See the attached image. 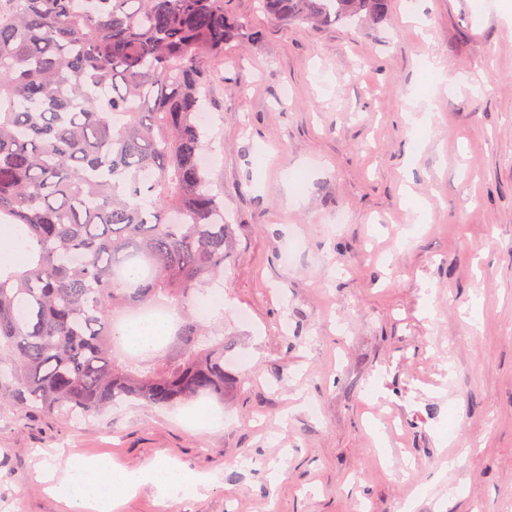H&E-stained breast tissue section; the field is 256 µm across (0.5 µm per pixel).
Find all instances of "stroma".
I'll use <instances>...</instances> for the list:
<instances>
[{"label": "stroma", "instance_id": "1", "mask_svg": "<svg viewBox=\"0 0 512 512\" xmlns=\"http://www.w3.org/2000/svg\"><path fill=\"white\" fill-rule=\"evenodd\" d=\"M391 3L298 28L230 0L262 34L211 63L207 105L235 258L206 323L238 384L77 419L1 404L0 512H68L49 486L73 456L207 482L119 512H512V0ZM372 388L397 433L369 425Z\"/></svg>", "mask_w": 512, "mask_h": 512}]
</instances>
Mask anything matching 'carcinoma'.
<instances>
[{"label": "carcinoma", "mask_w": 512, "mask_h": 512, "mask_svg": "<svg viewBox=\"0 0 512 512\" xmlns=\"http://www.w3.org/2000/svg\"><path fill=\"white\" fill-rule=\"evenodd\" d=\"M229 0H0V402L87 417L224 401V337L195 312L232 253L199 157L210 63L260 33ZM294 26L380 22L391 0H257ZM184 312L149 367L112 354L116 311Z\"/></svg>", "instance_id": "obj_1"}]
</instances>
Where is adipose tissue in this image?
I'll return each mask as SVG.
<instances>
[{"label":"adipose tissue","instance_id":"1","mask_svg":"<svg viewBox=\"0 0 512 512\" xmlns=\"http://www.w3.org/2000/svg\"><path fill=\"white\" fill-rule=\"evenodd\" d=\"M144 479L170 489L200 485L199 478L188 477L171 465H158L135 475L103 460L70 459L65 463L63 477L53 485L52 491L72 512H113L122 505L127 492Z\"/></svg>","mask_w":512,"mask_h":512}]
</instances>
